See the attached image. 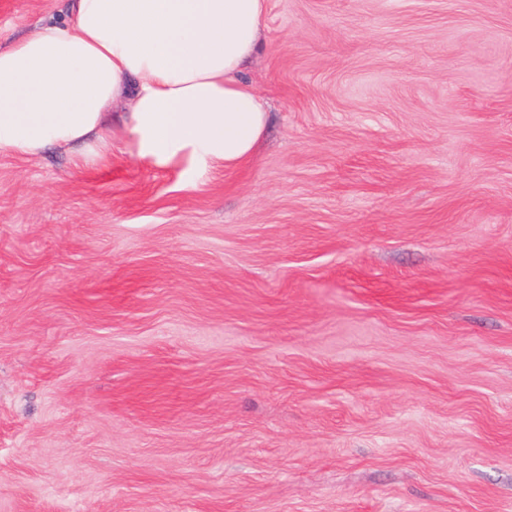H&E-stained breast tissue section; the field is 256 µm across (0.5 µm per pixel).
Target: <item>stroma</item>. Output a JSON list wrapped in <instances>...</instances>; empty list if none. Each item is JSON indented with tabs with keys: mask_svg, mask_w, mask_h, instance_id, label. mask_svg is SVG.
<instances>
[{
	"mask_svg": "<svg viewBox=\"0 0 512 512\" xmlns=\"http://www.w3.org/2000/svg\"><path fill=\"white\" fill-rule=\"evenodd\" d=\"M245 75L194 184L0 154V512H512V0H268Z\"/></svg>",
	"mask_w": 512,
	"mask_h": 512,
	"instance_id": "1",
	"label": "stroma"
}]
</instances>
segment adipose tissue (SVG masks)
<instances>
[{
	"mask_svg": "<svg viewBox=\"0 0 512 512\" xmlns=\"http://www.w3.org/2000/svg\"><path fill=\"white\" fill-rule=\"evenodd\" d=\"M267 0H67L0 50V154L70 151L106 159L121 138L133 160L189 182L238 166L266 129L244 68L258 50ZM125 105L113 115L117 105Z\"/></svg>",
	"mask_w": 512,
	"mask_h": 512,
	"instance_id": "obj_1",
	"label": "adipose tissue"
}]
</instances>
